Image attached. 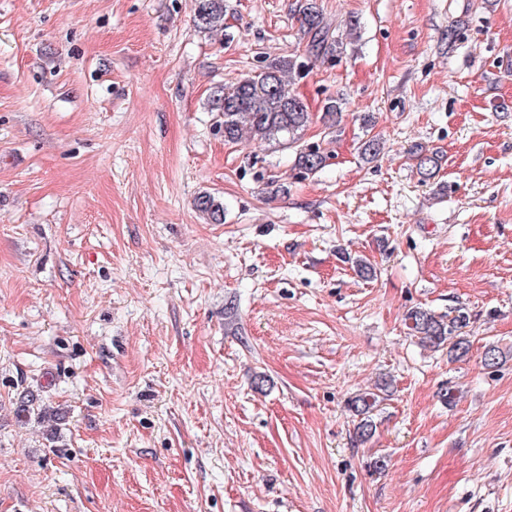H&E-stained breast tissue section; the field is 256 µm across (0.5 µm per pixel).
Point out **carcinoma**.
<instances>
[{"label": "carcinoma", "instance_id": "obj_1", "mask_svg": "<svg viewBox=\"0 0 512 512\" xmlns=\"http://www.w3.org/2000/svg\"><path fill=\"white\" fill-rule=\"evenodd\" d=\"M300 14L304 36L308 38V56L317 59L336 52L339 42L330 37L317 0H305L300 5ZM194 23L211 32L224 30V0H195ZM298 67L295 60L284 59L260 72L246 74L229 86L216 88L209 106L222 113L224 140L238 142L247 136L257 142L278 146L296 142L310 120L306 106L291 92L290 81L286 79ZM415 154L421 177L425 180L432 178L439 167V156L422 147L416 148ZM322 164L323 155L316 148L298 154L297 166L302 170L312 172ZM196 208L215 222L224 219V207L209 194L196 199ZM408 320L422 344L432 348L446 345L449 356L455 359L468 355L470 340L463 335V328L467 327L469 319L462 309L453 310V315L445 321L418 307L409 313ZM386 391L387 386L382 385L376 393L358 394L349 400L348 408L356 417L355 431L360 440L366 441L376 433L373 411ZM18 414L25 419L34 414L38 422L48 427L50 435L57 433L59 415L45 409L35 410L29 399L20 401Z\"/></svg>", "mask_w": 512, "mask_h": 512}]
</instances>
